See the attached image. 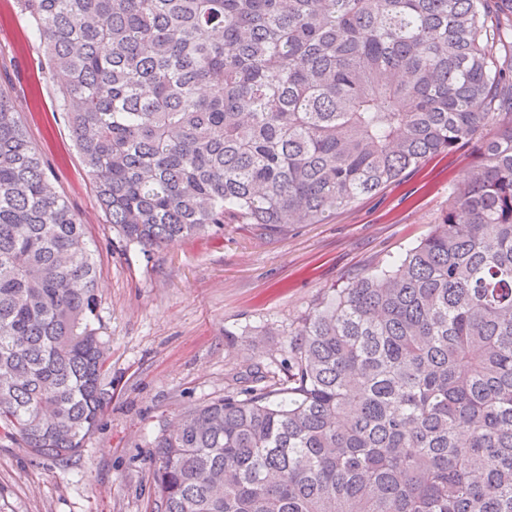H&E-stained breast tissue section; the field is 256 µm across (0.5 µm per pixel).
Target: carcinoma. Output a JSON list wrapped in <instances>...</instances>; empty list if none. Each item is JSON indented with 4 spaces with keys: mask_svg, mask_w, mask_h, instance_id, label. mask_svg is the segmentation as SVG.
<instances>
[{
    "mask_svg": "<svg viewBox=\"0 0 512 512\" xmlns=\"http://www.w3.org/2000/svg\"><path fill=\"white\" fill-rule=\"evenodd\" d=\"M106 222L159 248L319 224L473 145L404 257L323 295L285 377L155 444L164 512H512V0H16ZM99 271L0 88V433L78 455Z\"/></svg>",
    "mask_w": 512,
    "mask_h": 512,
    "instance_id": "obj_1",
    "label": "carcinoma"
}]
</instances>
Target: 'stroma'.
<instances>
[{
    "label": "stroma",
    "instance_id": "obj_1",
    "mask_svg": "<svg viewBox=\"0 0 512 512\" xmlns=\"http://www.w3.org/2000/svg\"><path fill=\"white\" fill-rule=\"evenodd\" d=\"M43 60L38 32L15 0H0V86L82 220L100 271L94 326L108 344L111 398L64 463L0 434V512H163L153 478L163 430L190 408L283 378L301 317L425 237L475 155L466 147L433 157L319 224L280 233L230 224L146 251L106 223Z\"/></svg>",
    "mask_w": 512,
    "mask_h": 512
}]
</instances>
